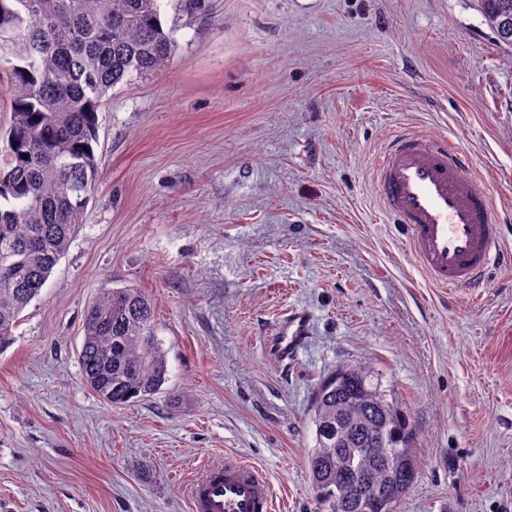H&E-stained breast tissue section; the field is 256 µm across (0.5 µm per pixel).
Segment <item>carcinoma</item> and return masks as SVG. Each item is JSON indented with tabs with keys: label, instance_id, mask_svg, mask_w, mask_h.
I'll list each match as a JSON object with an SVG mask.
<instances>
[{
	"label": "carcinoma",
	"instance_id": "carcinoma-1",
	"mask_svg": "<svg viewBox=\"0 0 512 512\" xmlns=\"http://www.w3.org/2000/svg\"><path fill=\"white\" fill-rule=\"evenodd\" d=\"M489 26L512 29V0H484ZM0 80L10 118L0 125V352L84 224L99 181L98 111L109 90L174 52L159 0H0ZM27 158H22V155ZM82 376L106 404L158 393L168 361L151 301L132 286L100 288L78 352ZM307 466L319 512H396L419 474L397 405L361 365H342L313 402ZM373 489L358 491L364 477Z\"/></svg>",
	"mask_w": 512,
	"mask_h": 512
}]
</instances>
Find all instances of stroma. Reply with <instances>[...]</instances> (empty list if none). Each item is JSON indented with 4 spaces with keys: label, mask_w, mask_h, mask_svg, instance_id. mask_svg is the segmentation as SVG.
Here are the masks:
<instances>
[{
    "label": "stroma",
    "mask_w": 512,
    "mask_h": 512,
    "mask_svg": "<svg viewBox=\"0 0 512 512\" xmlns=\"http://www.w3.org/2000/svg\"><path fill=\"white\" fill-rule=\"evenodd\" d=\"M175 49L98 112L86 222L0 353V512H190L233 455L317 512V386L364 365L421 471L398 512H512V271L435 287L369 178L409 128L473 158L512 249V47L482 0H160ZM148 297L169 374L111 407L77 353L105 282ZM314 326L282 365L279 317Z\"/></svg>",
    "instance_id": "35a3bbf8"
}]
</instances>
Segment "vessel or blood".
I'll return each mask as SVG.
<instances>
[{
	"label": "vessel or blood",
	"instance_id": "1",
	"mask_svg": "<svg viewBox=\"0 0 512 512\" xmlns=\"http://www.w3.org/2000/svg\"><path fill=\"white\" fill-rule=\"evenodd\" d=\"M371 181L420 266L437 286L481 293L488 268H511L502 227L489 195L477 184L462 149L420 130L392 137L378 155ZM302 309L283 314L265 341L270 357L285 363L310 335ZM191 512H272L267 477L235 457L205 465L189 482Z\"/></svg>",
	"mask_w": 512,
	"mask_h": 512
}]
</instances>
